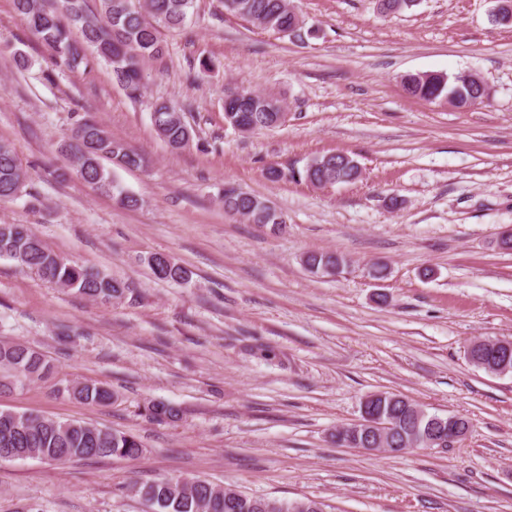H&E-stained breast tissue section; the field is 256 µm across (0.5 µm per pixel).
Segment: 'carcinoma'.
Listing matches in <instances>:
<instances>
[{"label":"carcinoma","instance_id":"1","mask_svg":"<svg viewBox=\"0 0 512 512\" xmlns=\"http://www.w3.org/2000/svg\"><path fill=\"white\" fill-rule=\"evenodd\" d=\"M97 12L87 8L86 0H13L34 37L50 47L72 70H91L103 64L127 93L136 98L143 89L144 64L166 52L160 30L182 27L194 0H98ZM226 10L257 27L290 36L297 16L289 0H224ZM402 85L407 94L428 102L454 96L455 106L470 108L485 103L484 94L473 88L465 73L406 74ZM224 103V121L232 127L248 126L254 131L277 127L280 100L272 96L250 95ZM185 106L160 103L152 118L158 135L172 148L181 149L191 139L184 116ZM76 175L91 187L104 192L120 206L135 208L139 199L117 182L103 160L138 169L143 156L120 140L112 138L92 117H85L61 146ZM302 177L314 186L325 182L351 184L359 178L358 163L345 153L324 154L313 159ZM28 182L15 148L0 141V201L14 200L26 192ZM224 211L251 224H262L274 231L286 223L283 212L268 211L265 199L243 196L233 186L224 187ZM153 275L164 281L184 284L191 272L165 253L150 255ZM0 259H7L49 284L74 290L92 300H120L125 285L99 271L70 263L50 248L26 224H0ZM307 270L323 276L345 267L347 260L336 253H310L304 259ZM53 366L40 352L21 343L0 342V389L21 378H44ZM74 397L89 404L109 403L112 391L102 385L76 383L67 387ZM377 403L391 414L394 425L391 442L409 443L423 432L435 414L410 399L391 402L396 393H375ZM152 420H172L179 410L164 402L144 408ZM0 462L6 460H47L66 463L120 456L135 457L141 451L138 438L127 432L77 421L56 420L32 413L0 411ZM141 500L144 512H325V504L314 499L288 502L276 498H256L244 492L197 477H175L151 482L135 481L123 488Z\"/></svg>","mask_w":512,"mask_h":512}]
</instances>
